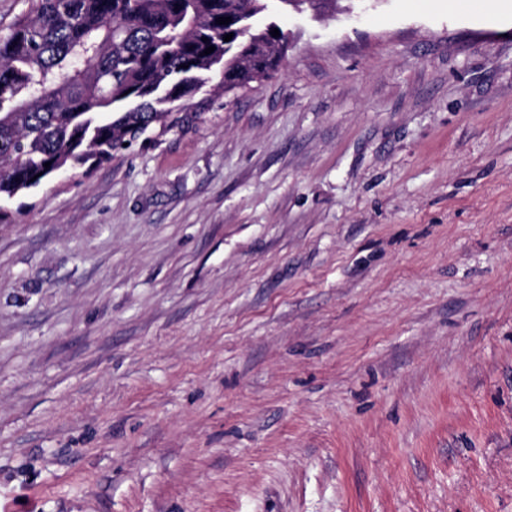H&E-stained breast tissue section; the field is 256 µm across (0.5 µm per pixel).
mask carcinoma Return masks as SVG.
<instances>
[{
	"label": "carcinoma",
	"mask_w": 512,
	"mask_h": 512,
	"mask_svg": "<svg viewBox=\"0 0 512 512\" xmlns=\"http://www.w3.org/2000/svg\"><path fill=\"white\" fill-rule=\"evenodd\" d=\"M327 2L31 0L0 36V200L108 162L157 124L182 129L212 72L229 90L276 69L277 9Z\"/></svg>",
	"instance_id": "carcinoma-1"
}]
</instances>
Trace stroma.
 <instances>
[{"mask_svg":"<svg viewBox=\"0 0 512 512\" xmlns=\"http://www.w3.org/2000/svg\"><path fill=\"white\" fill-rule=\"evenodd\" d=\"M278 22L0 205V512H512V0Z\"/></svg>","mask_w":512,"mask_h":512,"instance_id":"35a3bbf8","label":"stroma"}]
</instances>
